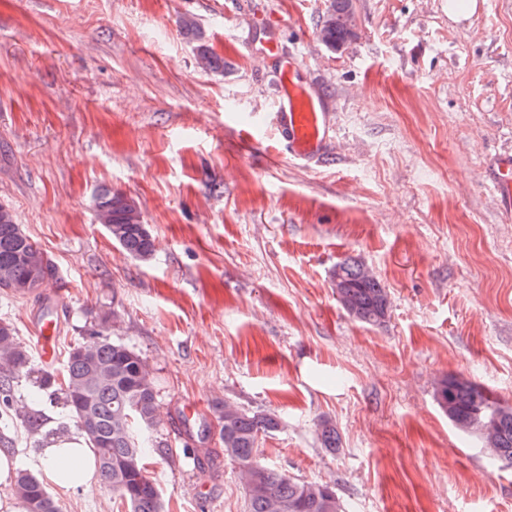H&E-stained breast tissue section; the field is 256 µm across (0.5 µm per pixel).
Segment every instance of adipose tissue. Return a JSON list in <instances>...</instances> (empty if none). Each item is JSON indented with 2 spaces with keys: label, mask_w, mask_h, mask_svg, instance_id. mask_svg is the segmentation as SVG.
Instances as JSON below:
<instances>
[{
  "label": "adipose tissue",
  "mask_w": 512,
  "mask_h": 512,
  "mask_svg": "<svg viewBox=\"0 0 512 512\" xmlns=\"http://www.w3.org/2000/svg\"><path fill=\"white\" fill-rule=\"evenodd\" d=\"M40 461L50 475L61 469H78L79 486L88 495L97 492L99 483L94 467V453L86 440L78 436H56L50 439L40 456Z\"/></svg>",
  "instance_id": "adipose-tissue-1"
}]
</instances>
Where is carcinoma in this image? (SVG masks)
Returning <instances> with one entry per match:
<instances>
[{
  "label": "carcinoma",
  "mask_w": 512,
  "mask_h": 512,
  "mask_svg": "<svg viewBox=\"0 0 512 512\" xmlns=\"http://www.w3.org/2000/svg\"><path fill=\"white\" fill-rule=\"evenodd\" d=\"M356 37L353 0H324L317 24L319 43L336 51ZM203 70H218L220 59L199 48ZM96 222L128 256L145 261L155 251V239L135 199L104 187L96 195ZM51 260L18 224L12 208L0 202V292L30 295L40 292L52 276ZM332 277L338 301L356 321L378 325L388 313L386 289L361 262L345 258ZM118 320L102 312L67 352L59 382L68 413L95 454L100 481L128 512H164L159 487L144 468L146 448L162 415L153 374L142 355L111 339ZM31 367L30 353L13 324L0 320V419L8 422L22 413L15 408L11 383ZM435 400L460 431L481 440L493 464L512 466V409L485 390L456 379L442 380ZM224 455L238 464L247 493V512H344L334 486L302 481L259 460V439L276 431L277 418L262 410H246L228 400L217 406ZM13 495L25 512H59L46 483L34 472H16Z\"/></svg>",
  "instance_id": "obj_1"
}]
</instances>
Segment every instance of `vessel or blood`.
<instances>
[{"label": "vessel or blood", "instance_id": "b4317fda", "mask_svg": "<svg viewBox=\"0 0 512 512\" xmlns=\"http://www.w3.org/2000/svg\"><path fill=\"white\" fill-rule=\"evenodd\" d=\"M264 52L280 61V102L272 115L278 137L289 156L315 158L322 151L331 130L328 115L308 90L294 81V58L281 55L277 43L273 41L267 43ZM492 188L501 200L512 201V156L499 160ZM58 335L57 321L38 322L36 341L42 361H56Z\"/></svg>", "mask_w": 512, "mask_h": 512}]
</instances>
